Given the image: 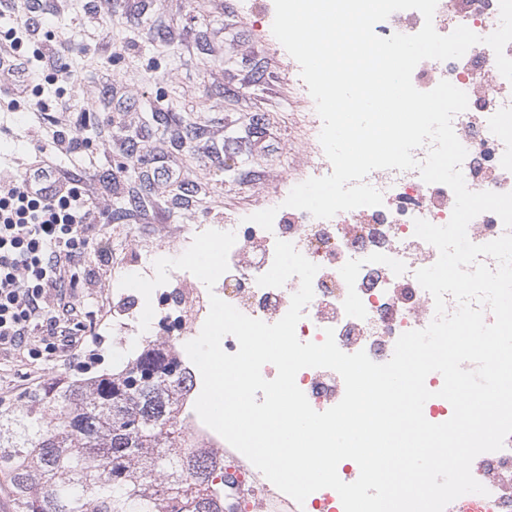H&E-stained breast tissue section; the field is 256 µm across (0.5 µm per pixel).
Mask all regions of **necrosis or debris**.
<instances>
[{"mask_svg":"<svg viewBox=\"0 0 512 512\" xmlns=\"http://www.w3.org/2000/svg\"><path fill=\"white\" fill-rule=\"evenodd\" d=\"M499 23V0H438L433 18L442 35L463 25L486 36ZM443 80L468 96L467 109L452 121L467 150L461 166L467 187L512 192V82L499 73L492 49L480 43L458 59L424 60L412 74L414 86L421 91L432 90ZM369 183L382 193V205L344 211L330 219L286 207L287 189L276 191L269 201L278 210L272 230L241 218L225 222V230L235 232L236 243L228 254V270L214 289H206L189 272L174 270L151 299H137L133 307L112 315L110 330L120 348L137 345L147 337L160 339L169 358L177 361L187 379L178 390V421L193 454L233 480V490L240 495L238 512H334L337 499L334 490L324 488L297 503L200 420L194 403L202 378L184 345L199 335L213 294L269 324L285 315L300 286L298 277L289 278L279 288L257 283L271 268L274 245L280 239L293 243L319 267L313 280L314 297L303 308L296 327L299 340L323 342L330 328L343 352L363 350L373 361L387 362L402 333L425 328L434 318V300L414 273L433 265L438 252L415 236L414 221L422 218L446 224L454 194L446 185L425 183L415 169L375 170ZM148 303L154 316L144 331L139 320ZM296 383L319 412L336 405L344 394L341 376L330 369H303ZM505 473L512 474V436L503 449L487 454L472 469L495 512H512V497H505L495 480Z\"/></svg>","mask_w":512,"mask_h":512,"instance_id":"1","label":"necrosis or debris"}]
</instances>
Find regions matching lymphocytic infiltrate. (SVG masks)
<instances>
[{"label":"lymphocytic infiltrate","instance_id":"obj_1","mask_svg":"<svg viewBox=\"0 0 512 512\" xmlns=\"http://www.w3.org/2000/svg\"><path fill=\"white\" fill-rule=\"evenodd\" d=\"M36 30L21 22L0 42V71L17 77L16 95L33 81L47 54L35 47ZM51 148L33 162L0 169V348L27 346L43 330L32 355L62 358L79 339L71 317L77 301L48 309L53 294L75 285L74 272L94 243L87 234L100 214L81 177L61 170L58 155L73 152L77 136L53 130ZM28 347V346H27Z\"/></svg>","mask_w":512,"mask_h":512}]
</instances>
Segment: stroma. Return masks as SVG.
Returning a JSON list of instances; mask_svg holds the SVG:
<instances>
[{
    "label": "stroma",
    "instance_id": "obj_1",
    "mask_svg": "<svg viewBox=\"0 0 512 512\" xmlns=\"http://www.w3.org/2000/svg\"><path fill=\"white\" fill-rule=\"evenodd\" d=\"M269 0H15L0 34L26 20L79 60L43 68L14 110L0 111V152L28 159L48 139L29 116L36 97L86 145L58 158L90 171L89 193L108 223L73 293L93 327L112 319V276L130 252L184 227L220 224L258 210L305 158L311 118L292 90L287 53L274 37ZM143 197L140 206L134 197ZM126 353L104 339L68 364L0 349V400L16 402L33 380L102 371Z\"/></svg>",
    "mask_w": 512,
    "mask_h": 512
}]
</instances>
